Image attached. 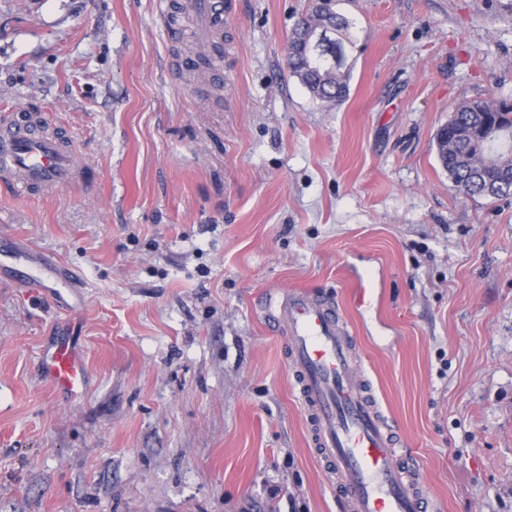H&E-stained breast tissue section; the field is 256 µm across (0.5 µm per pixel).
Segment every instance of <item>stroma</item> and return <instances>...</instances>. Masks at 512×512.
Masks as SVG:
<instances>
[{
  "label": "stroma",
  "instance_id": "1",
  "mask_svg": "<svg viewBox=\"0 0 512 512\" xmlns=\"http://www.w3.org/2000/svg\"><path fill=\"white\" fill-rule=\"evenodd\" d=\"M313 6L233 0L215 45L165 0H0V112H48L91 169L0 192V512H348L264 312L296 288L344 310L436 512H512V198L459 195L436 147L512 100V0H336L330 108L285 61ZM33 252L77 273L72 312L20 285ZM56 336L80 399L42 376ZM42 372L54 391L78 397L87 386L88 372L77 341L56 338L46 344Z\"/></svg>",
  "mask_w": 512,
  "mask_h": 512
}]
</instances>
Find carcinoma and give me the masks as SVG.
Here are the masks:
<instances>
[{"label":"carcinoma","instance_id":"carcinoma-1","mask_svg":"<svg viewBox=\"0 0 512 512\" xmlns=\"http://www.w3.org/2000/svg\"><path fill=\"white\" fill-rule=\"evenodd\" d=\"M336 23L323 30L322 20L313 11L294 26L287 46L286 64L314 98L327 105L343 101L350 91V73L345 65L344 40L349 23L336 12ZM508 107L507 100L469 102L456 110V121L472 133L482 134L480 155L489 156L490 164L476 170L462 163V157L474 149L472 141L437 140L438 157L456 190L466 197L493 199L512 196V135L486 127L488 112Z\"/></svg>","mask_w":512,"mask_h":512}]
</instances>
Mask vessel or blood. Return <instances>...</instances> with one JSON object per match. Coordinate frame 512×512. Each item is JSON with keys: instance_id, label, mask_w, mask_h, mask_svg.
<instances>
[{"instance_id": "1", "label": "vessel or blood", "mask_w": 512, "mask_h": 512, "mask_svg": "<svg viewBox=\"0 0 512 512\" xmlns=\"http://www.w3.org/2000/svg\"><path fill=\"white\" fill-rule=\"evenodd\" d=\"M204 36L224 34V0H184ZM82 175L69 131L49 127L28 108L0 114V189L31 195ZM264 307L285 335L312 448L344 491L350 512H428L430 493L402 464L404 441L369 388L356 358L357 339L333 302L290 290ZM42 372L54 391L80 396L88 372L77 341L48 342Z\"/></svg>"}]
</instances>
